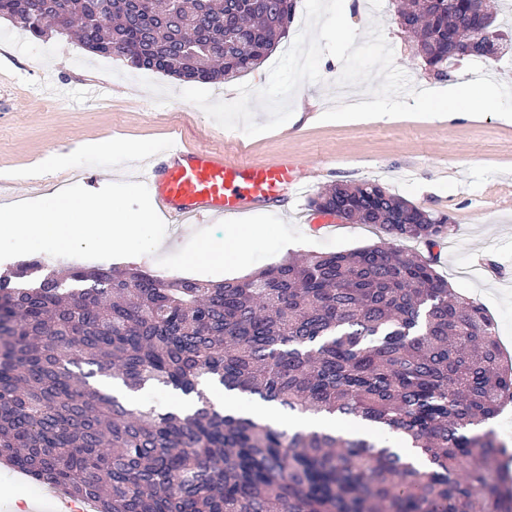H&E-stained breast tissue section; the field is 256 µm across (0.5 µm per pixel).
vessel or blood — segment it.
<instances>
[{
    "mask_svg": "<svg viewBox=\"0 0 512 512\" xmlns=\"http://www.w3.org/2000/svg\"><path fill=\"white\" fill-rule=\"evenodd\" d=\"M141 179L171 224L233 218L313 188L307 166L298 158L235 160L212 149L185 147L176 138L160 159L143 162Z\"/></svg>",
    "mask_w": 512,
    "mask_h": 512,
    "instance_id": "1",
    "label": "vessel or blood"
}]
</instances>
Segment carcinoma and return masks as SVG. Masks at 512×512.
<instances>
[{
  "label": "carcinoma",
  "mask_w": 512,
  "mask_h": 512,
  "mask_svg": "<svg viewBox=\"0 0 512 512\" xmlns=\"http://www.w3.org/2000/svg\"><path fill=\"white\" fill-rule=\"evenodd\" d=\"M297 0H0L31 36L66 14L91 53L186 82L261 64ZM504 3L405 0L402 32L442 71L464 46L488 59ZM195 45L196 54L186 46ZM309 207L434 247L449 217L375 181L336 183ZM0 275V463L96 512H512V447L476 428L512 403V356L485 308L421 257L386 244L284 259L220 283L65 266L35 286ZM162 385L193 411L134 406ZM219 385L288 414L377 427L374 437L292 430L217 410ZM421 450L425 469L384 438Z\"/></svg>",
  "instance_id": "carcinoma-1"
}]
</instances>
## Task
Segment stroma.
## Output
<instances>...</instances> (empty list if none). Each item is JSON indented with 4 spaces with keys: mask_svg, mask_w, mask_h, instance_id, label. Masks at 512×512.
Here are the masks:
<instances>
[{
    "mask_svg": "<svg viewBox=\"0 0 512 512\" xmlns=\"http://www.w3.org/2000/svg\"><path fill=\"white\" fill-rule=\"evenodd\" d=\"M374 19L393 49L395 66L411 84L420 88L434 83L405 39L392 0H382L373 12L353 13L350 23L362 32ZM45 47L51 60L35 66ZM331 70V65L321 66L322 82L298 89L285 128L228 140L200 108L178 99L183 82L133 69L116 57L91 55L64 37L28 38L25 47L0 55V187L5 190L0 205L45 197L54 186L78 184L96 191L111 182L139 179L140 160L120 153L105 160L78 148L82 141L116 134L153 151L179 137L191 146L247 159L295 155L306 163L317 188L374 180L421 209L448 215L450 245L429 248L404 241L400 247L431 260L451 288L482 304L497 324L501 344L512 352V121L465 99L458 103L463 117L449 121H326L322 114L335 102ZM453 75L506 91L512 88V51L495 61H462ZM49 79L68 87V101L45 94ZM86 79L112 84L111 98L86 103L81 95ZM146 79L174 91V98L157 104L142 85ZM52 153L66 154V165L30 176V169ZM307 200L304 194L288 197L270 209L310 238L309 243L286 246L281 257L322 252V240L332 233L359 236L363 247L381 243L380 233L368 225L342 223L329 233L313 230L305 222Z\"/></svg>",
    "mask_w": 512,
    "mask_h": 512,
    "instance_id": "obj_1",
    "label": "stroma"
}]
</instances>
